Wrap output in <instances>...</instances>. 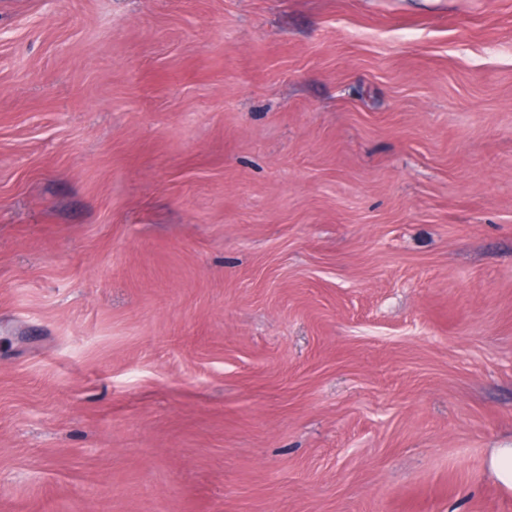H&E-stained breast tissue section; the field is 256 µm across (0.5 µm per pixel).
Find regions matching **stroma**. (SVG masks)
<instances>
[{
	"instance_id": "stroma-1",
	"label": "stroma",
	"mask_w": 512,
	"mask_h": 512,
	"mask_svg": "<svg viewBox=\"0 0 512 512\" xmlns=\"http://www.w3.org/2000/svg\"><path fill=\"white\" fill-rule=\"evenodd\" d=\"M512 0H0V512H512ZM489 463L498 481L512 489V448H494Z\"/></svg>"
}]
</instances>
